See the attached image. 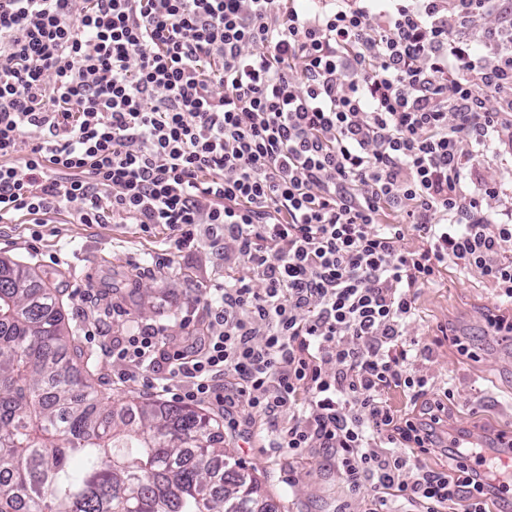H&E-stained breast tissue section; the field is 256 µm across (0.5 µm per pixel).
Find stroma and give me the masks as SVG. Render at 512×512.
I'll list each match as a JSON object with an SVG mask.
<instances>
[{
  "instance_id": "stroma-1",
  "label": "stroma",
  "mask_w": 512,
  "mask_h": 512,
  "mask_svg": "<svg viewBox=\"0 0 512 512\" xmlns=\"http://www.w3.org/2000/svg\"><path fill=\"white\" fill-rule=\"evenodd\" d=\"M491 180L499 193L485 199L483 208L506 218L512 213L511 140H503L496 153L476 158L466 172L472 194ZM0 258L52 274L64 292L65 316L78 331L93 324L109 339L158 327L175 348L184 337L205 332L210 284L252 275L246 263L224 259L207 239L178 249L161 225L145 229L120 219L81 224L69 211L50 214L44 224L29 215L0 223ZM499 318L512 321V300L477 271L452 261L417 291L407 334L428 343L431 351L410 371L425 378L427 398L446 406L439 431L457 425L488 440L512 433V340L497 333L493 322ZM88 349L114 405L133 396L173 401V394L161 389L165 366L126 381V363L97 344ZM205 410L218 418L225 448L257 476L279 512H367L371 493H352L318 449L292 455L266 447L259 428H235L215 406Z\"/></svg>"
}]
</instances>
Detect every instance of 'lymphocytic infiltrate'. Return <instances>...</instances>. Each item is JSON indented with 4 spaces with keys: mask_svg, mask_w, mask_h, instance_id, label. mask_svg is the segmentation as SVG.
Masks as SVG:
<instances>
[{
    "mask_svg": "<svg viewBox=\"0 0 512 512\" xmlns=\"http://www.w3.org/2000/svg\"><path fill=\"white\" fill-rule=\"evenodd\" d=\"M317 2L0 0V223L69 210L165 225L180 247L206 225L252 277L215 283L206 336L168 352L186 398L263 418L269 447L325 449L351 491H377L369 512L390 495L487 512L483 448L412 461L444 407L400 419L383 392H425L405 334L442 264L512 299V223L482 212L498 187L463 188L512 124L485 103L512 99V38L489 64L451 36L500 0ZM409 226L423 248L404 247ZM163 341L108 351L144 371Z\"/></svg>",
    "mask_w": 512,
    "mask_h": 512,
    "instance_id": "lymphocytic-infiltrate-1",
    "label": "lymphocytic infiltrate"
}]
</instances>
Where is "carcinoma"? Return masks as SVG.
<instances>
[{
    "mask_svg": "<svg viewBox=\"0 0 512 512\" xmlns=\"http://www.w3.org/2000/svg\"><path fill=\"white\" fill-rule=\"evenodd\" d=\"M50 279L0 260V512H275L208 414L113 409Z\"/></svg>",
    "mask_w": 512,
    "mask_h": 512,
    "instance_id": "obj_1",
    "label": "carcinoma"
}]
</instances>
